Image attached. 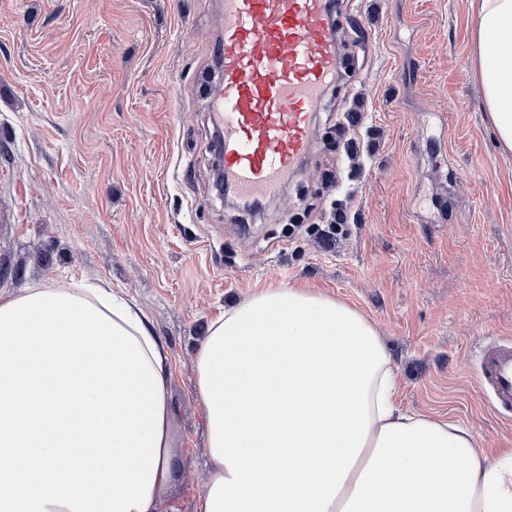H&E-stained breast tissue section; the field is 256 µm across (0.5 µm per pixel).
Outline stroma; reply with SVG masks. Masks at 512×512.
I'll return each instance as SVG.
<instances>
[{
  "label": "stroma",
  "instance_id": "35a3bbf8",
  "mask_svg": "<svg viewBox=\"0 0 512 512\" xmlns=\"http://www.w3.org/2000/svg\"><path fill=\"white\" fill-rule=\"evenodd\" d=\"M338 75L315 145L256 211L215 188L199 95L216 0H0V291L108 281L168 348L178 481L200 512L195 356L225 306L298 285L376 324L402 411L512 448L472 352L512 337V153L471 76L472 0H338ZM343 233L326 240L331 212Z\"/></svg>",
  "mask_w": 512,
  "mask_h": 512
}]
</instances>
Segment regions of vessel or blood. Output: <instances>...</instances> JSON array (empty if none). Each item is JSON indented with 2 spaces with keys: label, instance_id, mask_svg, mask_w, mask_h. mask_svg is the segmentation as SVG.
I'll list each match as a JSON object with an SVG mask.
<instances>
[{
  "label": "vessel or blood",
  "instance_id": "obj_1",
  "mask_svg": "<svg viewBox=\"0 0 512 512\" xmlns=\"http://www.w3.org/2000/svg\"><path fill=\"white\" fill-rule=\"evenodd\" d=\"M215 77L206 110L221 131L224 187L256 209L280 195L313 146L314 116L339 66L330 0H220ZM477 380L512 414V338L489 337Z\"/></svg>",
  "mask_w": 512,
  "mask_h": 512
}]
</instances>
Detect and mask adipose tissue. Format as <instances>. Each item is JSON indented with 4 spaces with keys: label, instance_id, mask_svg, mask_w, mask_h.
Returning a JSON list of instances; mask_svg holds the SVG:
<instances>
[{
    "label": "adipose tissue",
    "instance_id": "adipose-tissue-1",
    "mask_svg": "<svg viewBox=\"0 0 512 512\" xmlns=\"http://www.w3.org/2000/svg\"><path fill=\"white\" fill-rule=\"evenodd\" d=\"M472 74L512 152V0H477ZM202 512H512V451L396 405L391 358L354 304L265 288L196 357ZM164 342L104 282L0 292V512H158L175 456Z\"/></svg>",
    "mask_w": 512,
    "mask_h": 512
}]
</instances>
